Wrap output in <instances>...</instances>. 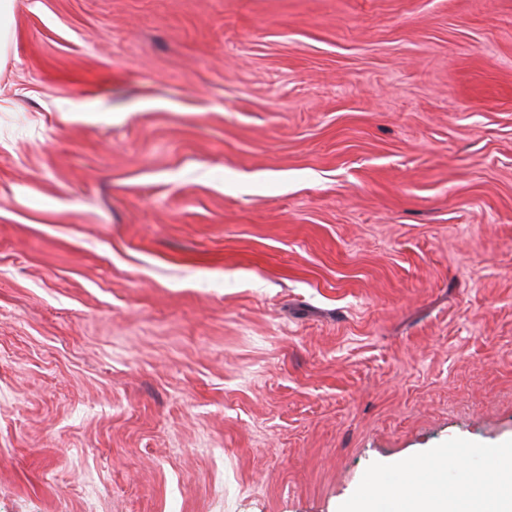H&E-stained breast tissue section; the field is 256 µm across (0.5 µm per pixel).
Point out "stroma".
<instances>
[{
	"instance_id": "1",
	"label": "stroma",
	"mask_w": 512,
	"mask_h": 512,
	"mask_svg": "<svg viewBox=\"0 0 512 512\" xmlns=\"http://www.w3.org/2000/svg\"><path fill=\"white\" fill-rule=\"evenodd\" d=\"M0 512H338L512 443V0H17Z\"/></svg>"
}]
</instances>
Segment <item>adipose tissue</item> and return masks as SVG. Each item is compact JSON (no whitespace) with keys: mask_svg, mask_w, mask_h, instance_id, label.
Listing matches in <instances>:
<instances>
[{"mask_svg":"<svg viewBox=\"0 0 512 512\" xmlns=\"http://www.w3.org/2000/svg\"><path fill=\"white\" fill-rule=\"evenodd\" d=\"M485 465L495 473L490 488L478 487L465 465L461 448H437L428 456L398 464L399 479L391 484L371 474L348 512H373L383 498L396 500L400 512H512V448H487ZM456 465L460 479L449 484V465Z\"/></svg>","mask_w":512,"mask_h":512,"instance_id":"ef3b65f1","label":"adipose tissue"}]
</instances>
